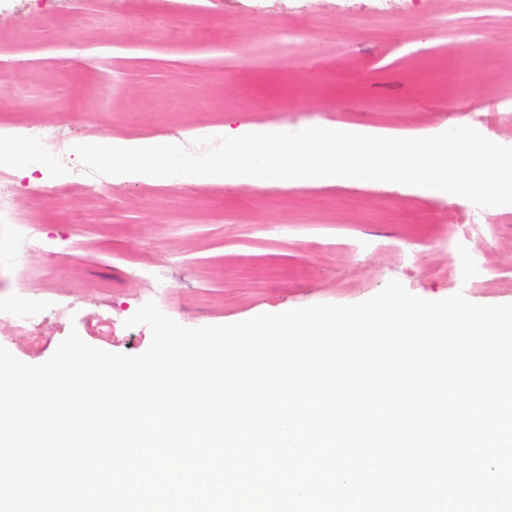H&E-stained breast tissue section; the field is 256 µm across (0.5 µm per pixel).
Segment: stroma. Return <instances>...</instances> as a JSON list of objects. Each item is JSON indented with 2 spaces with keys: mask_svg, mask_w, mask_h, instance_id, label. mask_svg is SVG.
Instances as JSON below:
<instances>
[{
  "mask_svg": "<svg viewBox=\"0 0 512 512\" xmlns=\"http://www.w3.org/2000/svg\"><path fill=\"white\" fill-rule=\"evenodd\" d=\"M313 37L290 43L288 30ZM476 76L453 85L454 65ZM512 12L497 0H0V137L40 122L68 154L9 163L23 218L0 223V346L48 360L70 330L139 355L147 302L182 326L355 304L398 280L438 301L512 303V205L381 181L263 187L115 182L70 149L187 144L239 117L271 132L456 125L512 146Z\"/></svg>",
  "mask_w": 512,
  "mask_h": 512,
  "instance_id": "1",
  "label": "stroma"
}]
</instances>
